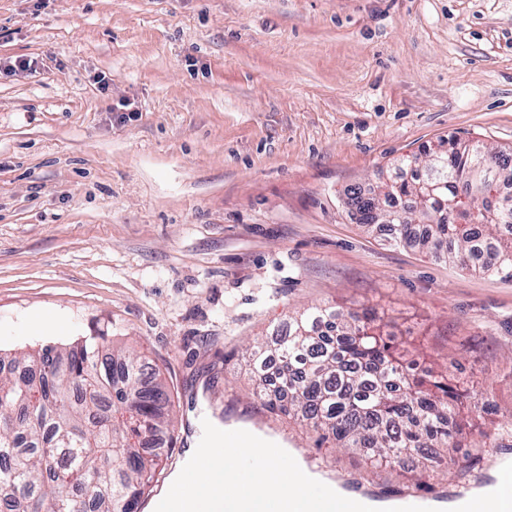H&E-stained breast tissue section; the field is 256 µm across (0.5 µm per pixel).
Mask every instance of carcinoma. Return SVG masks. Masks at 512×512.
<instances>
[{"instance_id":"cac0c4a2","label":"carcinoma","mask_w":512,"mask_h":512,"mask_svg":"<svg viewBox=\"0 0 512 512\" xmlns=\"http://www.w3.org/2000/svg\"><path fill=\"white\" fill-rule=\"evenodd\" d=\"M428 154L422 164L402 158L366 192L347 188L359 223L396 246L512 278V207L491 201H512V156L489 150L485 161L465 142ZM103 340L12 358L31 366L52 353L46 370L0 371V512H137L153 492L162 459L145 444L161 434L174 447L171 397L144 358ZM242 361L265 408L373 467L430 470L433 449L453 454L473 427L465 391L446 373L415 368L367 307H310Z\"/></svg>"}]
</instances>
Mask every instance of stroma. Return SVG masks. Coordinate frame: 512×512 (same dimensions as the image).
<instances>
[{"mask_svg":"<svg viewBox=\"0 0 512 512\" xmlns=\"http://www.w3.org/2000/svg\"><path fill=\"white\" fill-rule=\"evenodd\" d=\"M441 139L512 150V0H0V356L140 352L174 397L168 476L207 420L372 494L490 484L512 280L390 245L343 195ZM324 304L413 330L497 447L417 488L253 402L244 345Z\"/></svg>","mask_w":512,"mask_h":512,"instance_id":"35a3bbf8","label":"stroma"}]
</instances>
